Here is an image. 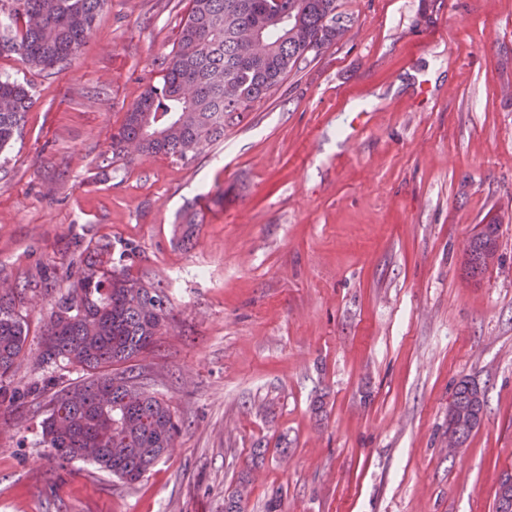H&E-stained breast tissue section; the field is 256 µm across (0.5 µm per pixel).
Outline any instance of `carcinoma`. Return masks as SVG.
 Wrapping results in <instances>:
<instances>
[{
  "mask_svg": "<svg viewBox=\"0 0 512 512\" xmlns=\"http://www.w3.org/2000/svg\"><path fill=\"white\" fill-rule=\"evenodd\" d=\"M268 0H190L172 56L161 81L150 86L112 134V158L133 160L138 152L164 155L184 165L224 140L257 105L276 93L294 69L307 66L320 51L347 34L350 20L338 0H279L296 18L294 27L267 30V50L255 58L229 33L268 19ZM104 0H0V56L14 55L41 70L66 63L90 32ZM32 99L28 86L0 79V151L17 139ZM202 223L186 205L174 225L176 244H193ZM496 224L470 242L475 278L487 270L482 250ZM77 279L54 299L39 349L32 356L41 374L26 385L11 377L27 352L29 325L21 311L30 292H49L47 270L21 287L0 293V407L44 411L40 443L64 465L84 461V449H98L91 460L100 469L134 483L173 447L179 426L165 401L153 392L133 396L125 381L134 362L153 348L170 326V300L158 283L117 268L112 243H87L80 252ZM82 372L63 384L65 373ZM451 404L465 414L463 440L476 429L486 405L477 385L462 381ZM248 474H241L224 497V512H244Z\"/></svg>",
  "mask_w": 512,
  "mask_h": 512,
  "instance_id": "carcinoma-1",
  "label": "carcinoma"
}]
</instances>
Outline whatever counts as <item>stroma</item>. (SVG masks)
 <instances>
[{
    "mask_svg": "<svg viewBox=\"0 0 512 512\" xmlns=\"http://www.w3.org/2000/svg\"><path fill=\"white\" fill-rule=\"evenodd\" d=\"M347 36L195 162L112 157L157 84L189 0H105L63 70L0 57L28 85L0 152V285L56 270L79 243L135 242L172 327L141 362L180 431L129 484L39 443L0 407V512H495L512 473V0H339ZM222 204H214L216 194ZM204 221L172 247L186 202ZM486 224L500 259L460 257ZM486 394L449 454L456 384ZM324 399L325 410L313 403ZM287 457L252 468L256 445ZM485 229L487 230V232H479L472 238L470 242V249L472 253L471 264L465 269L467 271V274H469V276L472 278L480 276L488 268V266H485V264L482 261V250L489 241L490 235H497V239L499 237L498 225L486 224ZM248 473H241L233 491L224 496V512H243L244 501L248 494Z\"/></svg>",
    "mask_w": 512,
    "mask_h": 512,
    "instance_id": "1",
    "label": "stroma"
}]
</instances>
